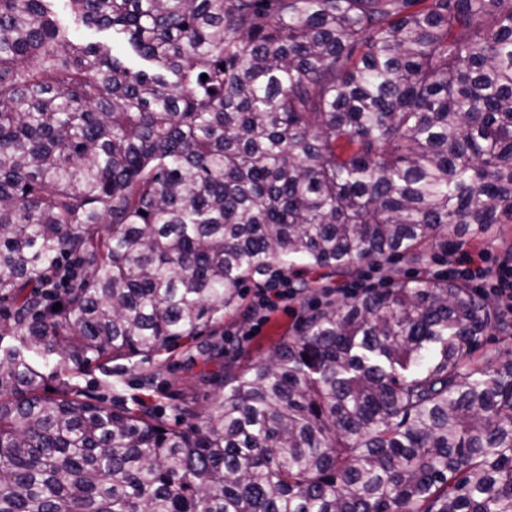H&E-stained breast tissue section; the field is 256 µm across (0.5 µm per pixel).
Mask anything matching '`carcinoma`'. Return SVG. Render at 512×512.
I'll return each instance as SVG.
<instances>
[{
	"label": "carcinoma",
	"mask_w": 512,
	"mask_h": 512,
	"mask_svg": "<svg viewBox=\"0 0 512 512\" xmlns=\"http://www.w3.org/2000/svg\"><path fill=\"white\" fill-rule=\"evenodd\" d=\"M53 2L0 0V512H512V358L459 280L335 297L184 429L41 371L511 223L512 0H64L138 69ZM482 341L481 351L503 358L512 357V338H506L498 331L490 330Z\"/></svg>",
	"instance_id": "cac0c4a2"
}]
</instances>
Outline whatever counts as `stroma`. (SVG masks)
<instances>
[{
  "mask_svg": "<svg viewBox=\"0 0 512 512\" xmlns=\"http://www.w3.org/2000/svg\"><path fill=\"white\" fill-rule=\"evenodd\" d=\"M264 284L261 278L246 282L236 310L174 351L115 360L105 368L94 367L73 377L54 374L48 367L44 370L46 382L52 389L74 383L76 389L107 406L123 403L134 408L143 402L166 426H185L187 418L181 414V406H191L196 416H203L219 393L217 376L222 368H241L269 353L290 334L302 309L317 308L323 299L317 292L278 301L267 321L261 323L253 304Z\"/></svg>",
  "mask_w": 512,
  "mask_h": 512,
  "instance_id": "obj_1",
  "label": "stroma"
}]
</instances>
